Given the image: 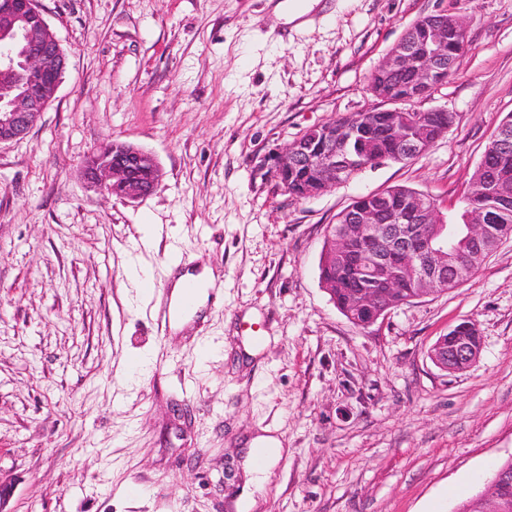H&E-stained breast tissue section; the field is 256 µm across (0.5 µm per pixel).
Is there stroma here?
<instances>
[{"label":"stroma","instance_id":"obj_1","mask_svg":"<svg viewBox=\"0 0 512 512\" xmlns=\"http://www.w3.org/2000/svg\"><path fill=\"white\" fill-rule=\"evenodd\" d=\"M39 0L68 56L54 100L0 146V512H238L241 451H283L246 512H456L512 459V239L468 281L368 328L320 280L331 224L405 186L456 215L512 116V0ZM467 46L416 110L454 113L421 157L330 192L285 193L274 158L309 127L379 107L371 78L419 17ZM104 141L150 152L143 200L86 189ZM211 267L203 321L165 331L140 293ZM477 363L430 359L461 321Z\"/></svg>","mask_w":512,"mask_h":512}]
</instances>
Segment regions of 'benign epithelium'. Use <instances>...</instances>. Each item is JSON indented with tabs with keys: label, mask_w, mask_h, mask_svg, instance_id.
I'll return each instance as SVG.
<instances>
[{
	"label": "benign epithelium",
	"mask_w": 512,
	"mask_h": 512,
	"mask_svg": "<svg viewBox=\"0 0 512 512\" xmlns=\"http://www.w3.org/2000/svg\"><path fill=\"white\" fill-rule=\"evenodd\" d=\"M0 72L14 74L22 92L10 99L0 97V145L23 139L48 105L47 97L56 94L64 74L67 58L50 30L39 0H0ZM462 31L456 17L439 12L424 16L414 42H397L382 65L386 73L409 71L412 82L406 93L391 98L380 91L373 94L389 104L359 117H345L315 125L288 145L274 159L273 177L285 193L294 197H313L328 192L349 172L385 160H406L424 155L433 143L448 131V119L439 110L437 122L429 124L408 115L404 105L422 98L432 88L444 83L442 75L453 56L465 49L463 37L449 35V26ZM374 124L386 128L387 134L402 146L399 153H378L372 149L370 128ZM139 169L153 173L148 182L135 180L130 171ZM85 186L101 194L130 201L151 195L160 185L161 170L152 154L128 143L106 142L98 146L82 169ZM403 214H394L386 223L392 225L395 247L385 249L375 236L362 233L353 245L347 238L337 239L338 250L345 253L360 277L371 284L382 275L411 279L420 288L419 296L435 293L448 283V239L442 237L445 217L439 207L415 195L407 200ZM354 224H376L377 210L361 197L348 206ZM415 224H433L429 234H419ZM352 306L366 313L362 327L368 328L384 318L392 305L387 297L372 288H362ZM430 356L440 368L462 364L478 357L468 339L460 338L453 348L439 338ZM512 481V472L500 469L485 483L483 494L492 510L498 509L495 486Z\"/></svg>",
	"instance_id": "benign-epithelium-1"
}]
</instances>
